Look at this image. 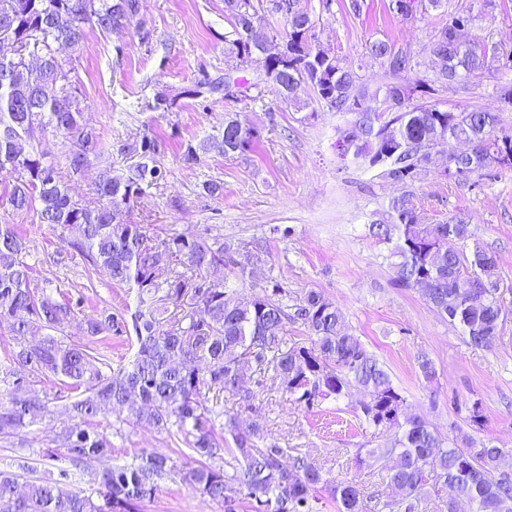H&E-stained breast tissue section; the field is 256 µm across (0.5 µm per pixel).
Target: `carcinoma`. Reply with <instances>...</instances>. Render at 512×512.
<instances>
[{"instance_id":"cac0c4a2","label":"carcinoma","mask_w":512,"mask_h":512,"mask_svg":"<svg viewBox=\"0 0 512 512\" xmlns=\"http://www.w3.org/2000/svg\"><path fill=\"white\" fill-rule=\"evenodd\" d=\"M389 0L388 9L402 19L444 7L446 0H416L417 12L404 13ZM234 38L225 57L235 60L256 53L270 40H282L279 57L264 58L252 80L235 84L256 94L273 87L295 96L302 84L336 112L354 115L351 128L341 132L336 149L359 165L379 171L385 180L404 187L421 180L425 142L432 149L456 136L469 142L471 154L450 160L445 177L463 182L493 169L512 170V130L501 127L500 116L483 110L443 109L425 97L435 89L419 80L378 89L371 103L356 97L355 69L338 57L314 48L316 25L303 0H287L286 9L271 14L284 23L279 30L263 20L258 0H224ZM473 22L463 11L448 12V22L431 45L443 62L435 82L448 87L495 77L512 65L500 63L497 47L460 48L454 22ZM142 29L139 0H0V34L16 46L13 57L0 56V175L8 179L6 204L32 218L34 224L76 228L71 249L85 261L87 276L108 278L117 288L136 292L138 309L127 322L121 314L85 320L86 335L124 337L134 349L129 364L111 365L95 342L68 343L52 335L74 319L84 296L59 299L33 286L35 267L26 261L27 243L13 224H0V333L12 337L11 359L17 369L15 392L0 401V439L18 436L21 429L47 412L40 400L17 395L25 371L35 368L60 381L68 423L58 436L57 450L46 456L81 467L112 453V443L98 431L111 416L133 426L164 431L191 451L197 465L181 478L192 491L225 512H315L318 490L328 491L337 512H363V499L353 479L330 478L307 457L290 454L267 441L255 422L243 424L210 404L219 389L250 409L257 399L253 385L240 380V363L271 373L272 383L288 401L309 412L326 400H339L361 391L369 402L358 405L367 426L392 437L379 449L389 484L403 490L399 499L383 504L382 512H415L429 487L453 488L457 496L475 504L476 512H512V471L498 469L501 448L491 439L445 437L426 419L408 413L409 404L390 374L351 333L342 310L322 294L310 290L288 300V290L275 283L262 293L230 288L226 281L209 280L218 266L237 267L230 246L206 237L149 235V225L134 224L125 215L142 195L143 186L162 178L157 140L144 135L119 151L138 155V161L119 173L100 168L94 183L99 204L92 208L72 201L63 174L80 176L102 155L101 139L88 123L82 91L72 67L58 48L83 49L90 29L119 37L131 27ZM370 54L393 76L415 70L414 56L386 40L369 44ZM418 96L419 104L410 100ZM387 104L389 121L373 125L370 111ZM61 138L60 155L45 148L46 134ZM258 131L239 113L224 119V130L207 140L184 145L182 162H197L199 151L224 157L252 151ZM368 234L386 247L398 288L413 290L422 279L430 282L426 303L440 317L461 327L471 344L490 347L501 339L512 308L498 294L501 275L496 255L473 238L471 224L461 215L429 222L405 192L391 199L382 218L368 225ZM167 268L166 283L158 270ZM184 316L159 317V303L181 306ZM300 335L289 336V328ZM176 473L171 458L160 452H141L132 464L122 465L94 479L90 489L65 491L59 478H33L18 491V475L0 470V512H143L158 480ZM239 498L228 502L229 483Z\"/></svg>"}]
</instances>
